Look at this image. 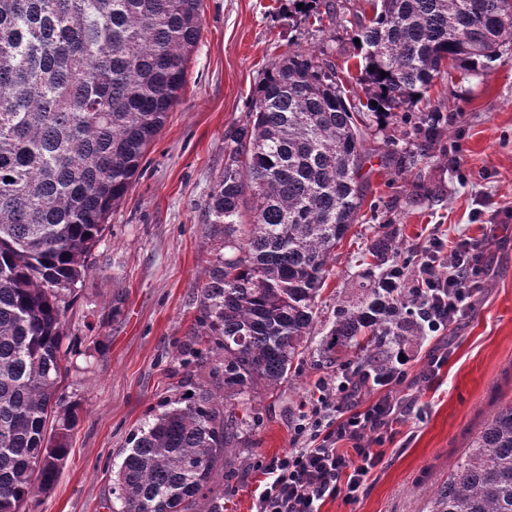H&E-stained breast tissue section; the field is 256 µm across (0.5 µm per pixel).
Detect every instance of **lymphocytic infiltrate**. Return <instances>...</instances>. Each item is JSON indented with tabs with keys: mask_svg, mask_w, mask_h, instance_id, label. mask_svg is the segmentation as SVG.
Masks as SVG:
<instances>
[{
	"mask_svg": "<svg viewBox=\"0 0 512 512\" xmlns=\"http://www.w3.org/2000/svg\"><path fill=\"white\" fill-rule=\"evenodd\" d=\"M487 273L481 243L435 233L412 260L392 264L380 287L402 319L440 337L471 309ZM408 366L394 355L382 367L343 365L322 379L318 398L293 425L292 448L255 462L266 477L255 512H321L329 499L358 500L410 408L395 395L411 377Z\"/></svg>",
	"mask_w": 512,
	"mask_h": 512,
	"instance_id": "1",
	"label": "lymphocytic infiltrate"
}]
</instances>
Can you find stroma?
Wrapping results in <instances>:
<instances>
[{
	"label": "stroma",
	"instance_id": "1",
	"mask_svg": "<svg viewBox=\"0 0 512 512\" xmlns=\"http://www.w3.org/2000/svg\"><path fill=\"white\" fill-rule=\"evenodd\" d=\"M331 2L336 23L317 31L299 23L291 0H203L185 88L113 210L66 316L72 354L60 391L77 404L78 421L53 488L26 512H110L131 434L185 392L223 393V377L210 373L223 365V350L203 351L192 366L181 355L197 342L200 278L221 241L204 221V202L224 168L225 132L245 121L255 86L289 41L356 65V22L371 18L368 0ZM430 97L442 118L439 135L410 172L393 160L414 148L405 112L386 127H363L373 150L364 202L330 263L317 322H331L360 298L364 259L383 233L405 257L433 232L484 241L488 281L448 331L451 354L440 375L399 389L412 407L359 499L327 500L322 512H430L472 438L512 401V42L485 75L436 81ZM419 180L439 190L438 201L412 200ZM319 328L293 379L275 394L258 391L250 426L230 455L224 512H253L254 462L292 447L294 422L319 380L335 372Z\"/></svg>",
	"mask_w": 512,
	"mask_h": 512
}]
</instances>
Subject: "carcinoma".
I'll return each mask as SVG.
<instances>
[{
    "mask_svg": "<svg viewBox=\"0 0 512 512\" xmlns=\"http://www.w3.org/2000/svg\"><path fill=\"white\" fill-rule=\"evenodd\" d=\"M202 0H0V512L47 493L78 407L58 394L66 313L112 210L186 83ZM300 21L336 19L292 0ZM358 21L366 116L383 124L427 100L448 66L481 75L512 42V0H375ZM386 76H381V73ZM361 112L325 50L288 44L247 120L224 135V170L204 203L224 233L199 289L198 335L224 349V395L193 392L130 437L114 512L224 510V464L255 390L288 381L317 318L329 260L364 200ZM438 110L412 127L416 164ZM398 249L373 240L375 267ZM411 328L375 288L340 309L321 345L367 353ZM54 434L47 435L48 423ZM431 512H512V402L485 423Z\"/></svg>",
    "mask_w": 512,
    "mask_h": 512,
    "instance_id": "carcinoma-1",
    "label": "carcinoma"
}]
</instances>
